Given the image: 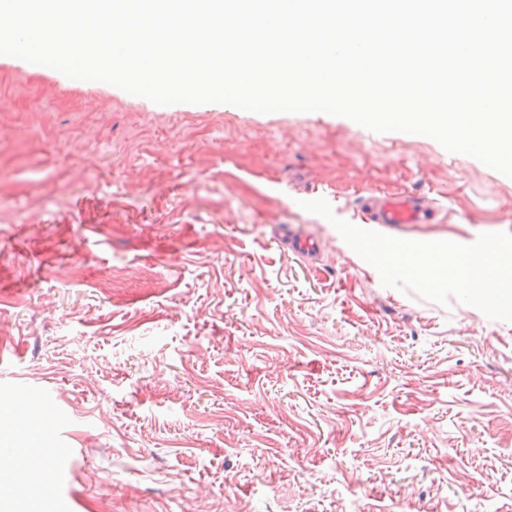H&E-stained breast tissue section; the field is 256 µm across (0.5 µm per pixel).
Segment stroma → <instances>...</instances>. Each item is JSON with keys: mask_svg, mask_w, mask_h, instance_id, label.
I'll return each mask as SVG.
<instances>
[{"mask_svg": "<svg viewBox=\"0 0 512 512\" xmlns=\"http://www.w3.org/2000/svg\"><path fill=\"white\" fill-rule=\"evenodd\" d=\"M369 191L438 207L393 237L512 233V178L432 138L0 56V440L31 393L49 451L0 512H512V324L384 287L301 207ZM287 240L288 249L306 260L309 264L314 265L320 256V247L317 243L305 236L299 235L288 229V234L285 235Z\"/></svg>", "mask_w": 512, "mask_h": 512, "instance_id": "35a3bbf8", "label": "stroma"}]
</instances>
